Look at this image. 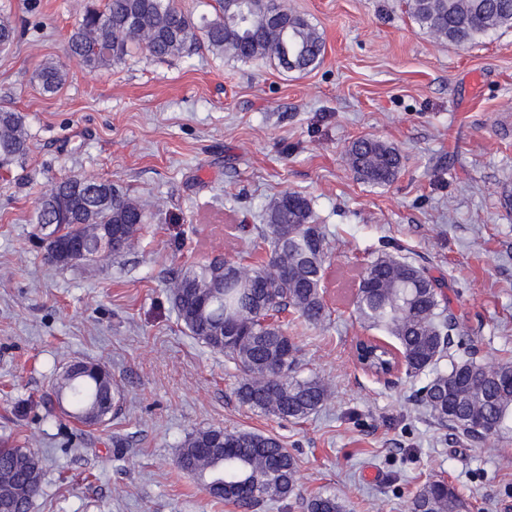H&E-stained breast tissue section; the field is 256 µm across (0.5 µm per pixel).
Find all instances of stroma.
<instances>
[{
  "label": "stroma",
  "mask_w": 512,
  "mask_h": 512,
  "mask_svg": "<svg viewBox=\"0 0 512 512\" xmlns=\"http://www.w3.org/2000/svg\"><path fill=\"white\" fill-rule=\"evenodd\" d=\"M80 2L0 0L23 28L0 53V103L30 135L26 158L0 168V448L40 461L30 512H240L177 464L185 437L210 427L276 435L295 458L298 496L257 512H305L324 491L349 512H409L429 479L452 485L463 512H512V431L459 442L418 407L419 380L364 372L351 305L361 269L390 252L442 280L482 361L512 356V208L501 196L512 189V29L460 48L424 34L406 0H287L323 35L315 69L201 48L133 53L92 74L65 58ZM48 60L68 72L53 94L35 78ZM361 137L399 149L392 184L345 164ZM78 174L111 180L153 215L123 257L51 265L37 201ZM284 191L310 200L329 239V320L308 329L280 316L305 374L332 390L299 423L238 402L239 372L185 330L169 290L187 266L237 258L227 225L253 232ZM75 361L99 364L119 392L93 428L53 394Z\"/></svg>",
  "instance_id": "1"
}]
</instances>
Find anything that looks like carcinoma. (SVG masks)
Returning <instances> with one entry per match:
<instances>
[{
	"label": "carcinoma",
	"mask_w": 512,
	"mask_h": 512,
	"mask_svg": "<svg viewBox=\"0 0 512 512\" xmlns=\"http://www.w3.org/2000/svg\"><path fill=\"white\" fill-rule=\"evenodd\" d=\"M411 18L428 36L456 46L475 43L502 28H512V0H407ZM18 40L8 14L0 15V52ZM204 47L233 60L269 58L282 68L300 72L323 59L325 42L319 29L280 0H215L214 15L195 16L173 0H90L66 42V54L89 72L109 69L132 50L156 58L180 56ZM46 93L64 84L60 62L36 70ZM30 140L23 116L0 105V168L23 158ZM359 178L377 186L398 176V150L379 139L355 140L346 152ZM266 224L242 239L241 252H266L259 265L215 260L192 265L175 276L170 291L178 319L210 349L224 354L241 374L239 402L258 413L300 422L321 409L330 397L328 385L302 375L299 348L278 320L286 310L300 322L318 327L330 317L324 303L328 251L324 227L316 223L310 201L285 191L264 206ZM149 215L145 206L111 181L92 175L60 179L42 196L35 223L51 224L41 242L45 259L65 266L60 241L79 240L86 254L75 262L100 256L119 257L131 250ZM354 314L365 331L388 338L359 336V357L371 371L386 369L401 354L406 376L428 373L421 402L431 418L447 425L465 442L487 441L512 427V358L488 365L476 357L462 323L448 309L442 284L423 269L390 253L363 268L353 298ZM454 346L465 347L455 357ZM54 394L72 410V418L100 424L117 403L112 377L105 371L81 375L64 370ZM231 448L215 447L219 434ZM178 465L200 480L211 498L247 512L267 502L296 495V462L276 436L249 430L209 428L190 434L182 444ZM39 460L21 448H0V498L15 500L16 512H30L40 491ZM455 488L428 480L411 500L410 512H461ZM306 512H347L333 491L320 492Z\"/></svg>",
	"instance_id": "cac0c4a2"
}]
</instances>
